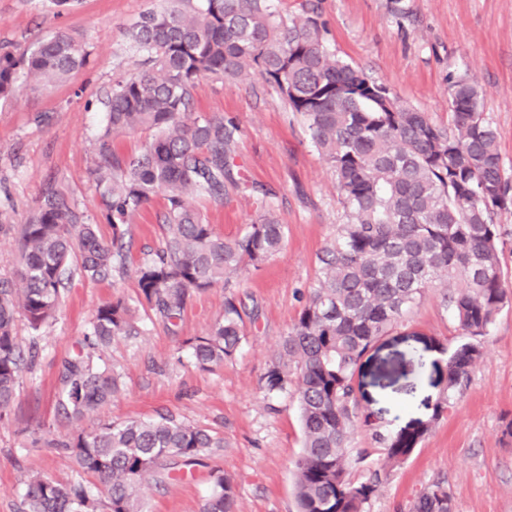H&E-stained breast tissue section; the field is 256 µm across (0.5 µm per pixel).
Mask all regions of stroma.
<instances>
[{
    "instance_id": "obj_1",
    "label": "stroma",
    "mask_w": 512,
    "mask_h": 512,
    "mask_svg": "<svg viewBox=\"0 0 512 512\" xmlns=\"http://www.w3.org/2000/svg\"><path fill=\"white\" fill-rule=\"evenodd\" d=\"M163 0H79L69 10L53 0H0V45L26 51L59 30L84 38L88 64L47 90H22L0 101V277L21 261L20 232L48 189L65 190L72 204L96 214L99 196L89 180L96 141L105 122L100 103L117 77L139 72L131 25ZM323 40L335 57L366 68L401 101L450 126L449 75L465 74L485 90L484 111L498 133L503 167L512 176V0H319ZM192 112L218 114L237 128L241 177L223 203H193L215 231L243 234L256 217L259 189L272 193L287 226L284 249L259 268H246L233 288L193 294L170 325L138 302L135 270L163 242L165 189L131 220L133 247L124 276H74L54 316L40 331L17 319L22 347L36 345L23 371L10 415L0 421V512H23L26 482L40 474L90 487L106 504L97 478L78 470L57 446L99 422L150 418L168 411L224 440L172 478L142 490L147 512H200L214 476L232 478L238 512H296L294 467L304 434L295 395L267 398L263 377L317 283L318 255L336 236L344 209L332 168L310 141L302 116L292 112L258 75L236 82L201 78ZM236 294L249 315L238 354L201 369L189 338L224 315ZM429 288L406 320L383 336L355 375L361 419L351 428L349 470L361 478L382 467L385 448L376 432L428 425L410 458L388 469L366 512H407L432 482L444 481L455 512H512V302L481 340L482 356L455 407L435 413L448 378V356L460 329ZM121 297L137 333L94 350V365L118 376L111 402L81 420L58 409L64 360L76 353L97 308Z\"/></svg>"
}]
</instances>
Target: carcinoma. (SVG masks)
Here are the masks:
<instances>
[{
  "mask_svg": "<svg viewBox=\"0 0 512 512\" xmlns=\"http://www.w3.org/2000/svg\"><path fill=\"white\" fill-rule=\"evenodd\" d=\"M149 69L113 81L106 94L107 126L97 139L90 178L100 208L86 215L61 191L45 192L21 231V266L0 277V416L11 410L29 355L14 336L16 315L38 330L54 317L70 277L96 280L126 271L133 246L130 218L156 189L168 190L166 234L156 258L136 269L139 301L173 323L195 292L229 285L246 265L280 253L286 225L267 190L260 212L241 236L215 233L190 197L224 203L234 182L238 127L222 115L192 116L200 78L237 79L251 69L304 118L309 136L336 176L345 212L336 238L321 251L320 278L265 373L269 397L293 391L303 425L295 464L297 512H365L381 482L375 470L350 477L347 435L358 418L353 381L361 359L402 323L438 285L456 317L460 340L448 358L446 393L435 415L455 405L498 311L512 300L500 267L502 226L512 209L497 132L486 116L485 91L472 78H449L452 126L437 125L401 102L365 68L331 55L312 8L290 22L267 0H168L143 14L132 31ZM86 42L58 31L15 54L0 46V100L13 98L23 79L34 90L66 81L87 64ZM151 133L134 159L112 149V135ZM111 235L103 237L99 225ZM242 302L231 294L224 317L188 340L202 368L232 358L244 339ZM135 331L122 299L101 305L84 342L102 347ZM60 406L81 419L112 401L118 377L77 355L63 363ZM402 427L378 435L386 464L405 462L426 434ZM55 446L105 486L108 512H143L139 491L161 476L168 460L189 465L224 439L170 413L148 420L105 421ZM27 512H98L80 483L34 476ZM201 512H236L233 482L215 477ZM409 512H454L444 482L415 498Z\"/></svg>",
  "mask_w": 512,
  "mask_h": 512,
  "instance_id": "carcinoma-1",
  "label": "carcinoma"
}]
</instances>
